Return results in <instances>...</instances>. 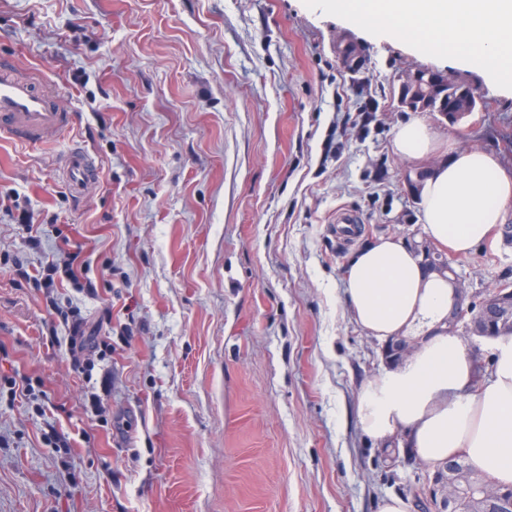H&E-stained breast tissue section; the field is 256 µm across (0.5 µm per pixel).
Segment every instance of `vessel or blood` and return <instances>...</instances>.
I'll use <instances>...</instances> for the list:
<instances>
[{"instance_id":"obj_1","label":"vessel or blood","mask_w":512,"mask_h":512,"mask_svg":"<svg viewBox=\"0 0 512 512\" xmlns=\"http://www.w3.org/2000/svg\"><path fill=\"white\" fill-rule=\"evenodd\" d=\"M14 65L0 62V139L39 144L45 134L60 131L70 123L62 101L37 88L35 82L14 76ZM68 178L72 184L86 182L92 174L88 158L69 151Z\"/></svg>"}]
</instances>
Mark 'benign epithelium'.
Wrapping results in <instances>:
<instances>
[{
  "label": "benign epithelium",
  "mask_w": 512,
  "mask_h": 512,
  "mask_svg": "<svg viewBox=\"0 0 512 512\" xmlns=\"http://www.w3.org/2000/svg\"><path fill=\"white\" fill-rule=\"evenodd\" d=\"M336 58L339 65L347 71L356 72L362 66V50L352 41L337 42ZM445 76L426 69H419L403 77L398 86V103L400 106L417 111L418 103L424 97L435 96L446 86ZM456 105L448 110L439 105L437 111L448 117V121L456 123L469 116L473 103L465 92L458 94ZM407 242L424 256L425 263L430 270L440 274H448L454 284L457 300L453 310L448 315V332H457L458 324L463 321L467 313H472L470 331L489 340H495L507 331L512 332V290L500 288L496 293L494 302L479 304H465L466 290L462 287V280L453 267H445L434 262L437 250L426 241L418 242L415 236L407 238ZM478 494L497 507L498 512H512V492L500 491L496 488L478 489Z\"/></svg>",
  "instance_id": "1"
}]
</instances>
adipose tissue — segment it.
I'll list each match as a JSON object with an SVG mask.
<instances>
[{
    "instance_id": "ef3b65f1",
    "label": "adipose tissue",
    "mask_w": 512,
    "mask_h": 512,
    "mask_svg": "<svg viewBox=\"0 0 512 512\" xmlns=\"http://www.w3.org/2000/svg\"><path fill=\"white\" fill-rule=\"evenodd\" d=\"M351 21L414 42L451 49L479 66L495 85L512 88V0H326ZM438 136L419 114L399 125L398 155L413 161L437 149ZM423 229L435 247L466 253L503 220L512 203V174L482 149L449 153L424 180ZM345 304L370 336L410 349L361 388L357 419L364 434L387 445L404 435L415 458L430 466L463 457L497 485H512V336L497 339L489 376L475 382V360L448 330L455 290L427 272L403 239L381 236L351 254Z\"/></svg>"
}]
</instances>
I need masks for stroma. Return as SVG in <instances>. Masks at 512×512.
Wrapping results in <instances>:
<instances>
[{"label":"stroma","instance_id":"1","mask_svg":"<svg viewBox=\"0 0 512 512\" xmlns=\"http://www.w3.org/2000/svg\"><path fill=\"white\" fill-rule=\"evenodd\" d=\"M345 38L364 70L339 66ZM0 56L71 114L47 143L0 141V196L95 237L113 285L112 355L76 371L42 334L46 290L9 263L39 264L55 241L30 250L0 212V512H379L389 496L442 512L436 468L360 428L356 396L385 362L343 279L357 247L422 226L406 181L434 162L394 150L411 115L398 77L467 84L485 109L427 118L510 172L512 90L319 0H0ZM73 147L98 171L78 188ZM341 208L359 219L349 238ZM509 226L512 204L451 255L469 300L512 284ZM17 373L44 396L12 399ZM59 404L69 450L37 413Z\"/></svg>","mask_w":512,"mask_h":512}]
</instances>
